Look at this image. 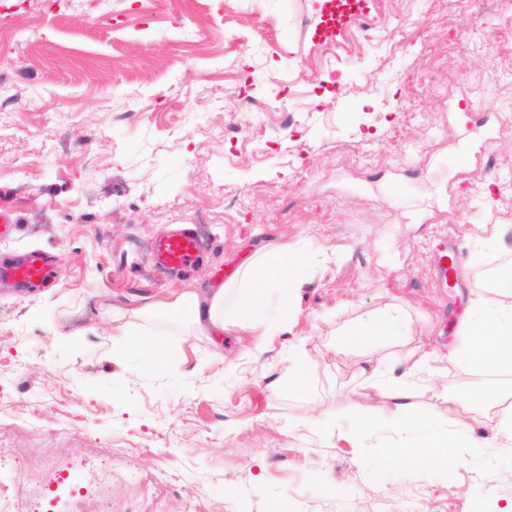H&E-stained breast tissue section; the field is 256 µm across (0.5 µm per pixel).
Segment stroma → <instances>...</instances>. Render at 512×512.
<instances>
[{"instance_id":"35a3bbf8","label":"stroma","mask_w":512,"mask_h":512,"mask_svg":"<svg viewBox=\"0 0 512 512\" xmlns=\"http://www.w3.org/2000/svg\"><path fill=\"white\" fill-rule=\"evenodd\" d=\"M324 0H30L0 17V208L20 220L0 256L41 249L56 282H0V489L51 461L112 463V512H503L512 444L484 442L448 469L364 462L331 426L363 413L394 441L388 396L360 374L408 345H341L387 306L439 353L415 389L430 427L456 431L435 379L486 395L511 375L464 371L447 352L485 295L482 270L512 256V0H373L368 24L313 41ZM495 112L483 159L456 165L464 125L448 102ZM402 181L405 194L390 185ZM195 228L210 248L161 273L155 238ZM465 277L441 285L435 248ZM287 246L300 268L302 383L280 344L248 380L228 378L251 338L167 337L166 368L112 350L113 307L215 288L255 250ZM223 364L211 362L214 348Z\"/></svg>"}]
</instances>
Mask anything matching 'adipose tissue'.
Listing matches in <instances>:
<instances>
[{"instance_id":"ef3b65f1","label":"adipose tissue","mask_w":512,"mask_h":512,"mask_svg":"<svg viewBox=\"0 0 512 512\" xmlns=\"http://www.w3.org/2000/svg\"><path fill=\"white\" fill-rule=\"evenodd\" d=\"M287 247L277 251H257L238 267L235 277L206 294L185 289L167 299L119 309L112 314V338L118 355L139 357L146 367H162L167 348L152 339L150 325L168 318L172 334L182 332L193 336L214 338L227 332L252 335L248 350L250 363H257L269 345L288 337L286 352L296 370H303L309 358L304 340L291 338L294 321L291 292L300 285L294 263L287 260ZM185 318H178V311ZM411 320L401 306L389 307L383 314L350 324L342 329L345 343L354 344L374 336H407ZM449 357L460 359L465 368L483 373L512 372V294L484 296L472 313L465 315ZM436 353L417 345L402 356L405 371L402 377L390 378L383 359H376L362 370L374 385L389 389L396 416L394 430L406 448L405 462L410 466H444L455 452L477 447L470 428L455 435L433 433L423 435L428 417L413 402L408 381L436 361ZM448 409L452 412L475 410L481 425L512 438V404L476 399L473 393H449Z\"/></svg>"}]
</instances>
